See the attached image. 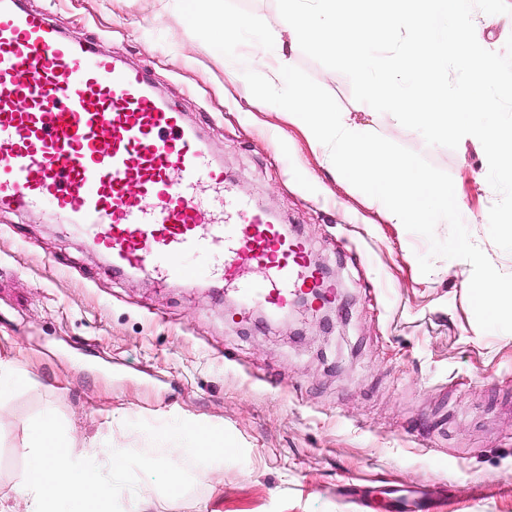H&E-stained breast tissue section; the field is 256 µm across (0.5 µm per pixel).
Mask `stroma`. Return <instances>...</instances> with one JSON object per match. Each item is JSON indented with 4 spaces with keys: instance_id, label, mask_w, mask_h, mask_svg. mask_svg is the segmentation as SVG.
<instances>
[{
    "instance_id": "35a3bbf8",
    "label": "stroma",
    "mask_w": 512,
    "mask_h": 512,
    "mask_svg": "<svg viewBox=\"0 0 512 512\" xmlns=\"http://www.w3.org/2000/svg\"><path fill=\"white\" fill-rule=\"evenodd\" d=\"M76 41L146 71L197 129L229 184L271 211L331 271L338 310L263 322L207 257L191 282L114 275L82 226L50 207L0 211V360L21 380L0 393V495L14 487L28 428L51 415L74 462L112 485L114 512L144 492L145 512H360L365 492L388 512L386 486L425 488L434 512H512V333L482 331L468 298L469 262L434 258L371 197L327 168L308 135L257 100L239 61L195 36L175 0H27ZM346 121L422 154L449 173L472 241L502 273L512 253L488 235L498 195L479 141L427 145L356 101L350 80L289 50ZM213 426L226 456L176 460L143 437L177 421ZM114 449L125 468L113 473ZM180 464L183 487L166 493Z\"/></svg>"
}]
</instances>
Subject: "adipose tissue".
I'll list each match as a JSON object with an SVG mask.
<instances>
[{
    "label": "adipose tissue",
    "instance_id": "1",
    "mask_svg": "<svg viewBox=\"0 0 512 512\" xmlns=\"http://www.w3.org/2000/svg\"><path fill=\"white\" fill-rule=\"evenodd\" d=\"M179 456L204 458L223 454L221 438L209 425L176 424L163 434ZM32 452L18 486L29 499L28 512H109L111 487L91 481L86 470L70 461L69 441L52 417H43L31 431Z\"/></svg>",
    "mask_w": 512,
    "mask_h": 512
}]
</instances>
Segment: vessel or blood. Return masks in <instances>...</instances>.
Here are the masks:
<instances>
[{"instance_id": "vessel-or-blood-1", "label": "vessel or blood", "mask_w": 512, "mask_h": 512, "mask_svg": "<svg viewBox=\"0 0 512 512\" xmlns=\"http://www.w3.org/2000/svg\"><path fill=\"white\" fill-rule=\"evenodd\" d=\"M45 205L82 224L116 271L186 280L183 260L199 254L274 313L300 292L336 298L306 241L232 191L145 71L70 41L26 0H0V209ZM387 496L392 512H425L423 493Z\"/></svg>"}]
</instances>
